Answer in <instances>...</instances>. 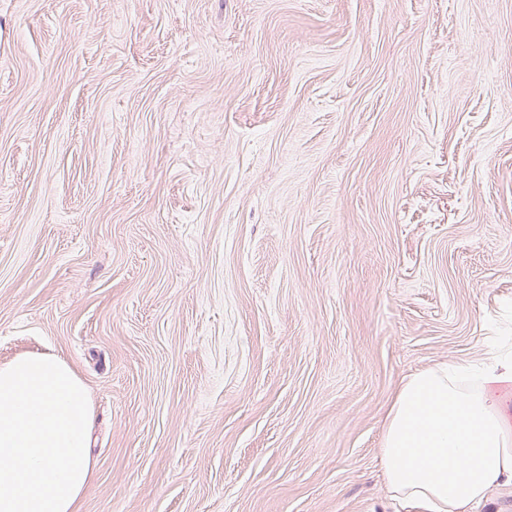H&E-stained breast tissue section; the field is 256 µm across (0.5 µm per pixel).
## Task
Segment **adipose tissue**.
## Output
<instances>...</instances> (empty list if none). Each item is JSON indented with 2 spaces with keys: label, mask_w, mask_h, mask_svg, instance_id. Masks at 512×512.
I'll return each instance as SVG.
<instances>
[{
  "label": "adipose tissue",
  "mask_w": 512,
  "mask_h": 512,
  "mask_svg": "<svg viewBox=\"0 0 512 512\" xmlns=\"http://www.w3.org/2000/svg\"><path fill=\"white\" fill-rule=\"evenodd\" d=\"M512 356L482 370L451 360L408 378L387 415L380 460L393 496L426 512H473L512 481ZM90 394L60 357L0 365V512H77L92 478Z\"/></svg>",
  "instance_id": "ef3b65f1"
}]
</instances>
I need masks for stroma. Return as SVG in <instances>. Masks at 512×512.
I'll use <instances>...</instances> for the list:
<instances>
[{"instance_id":"obj_1","label":"stroma","mask_w":512,"mask_h":512,"mask_svg":"<svg viewBox=\"0 0 512 512\" xmlns=\"http://www.w3.org/2000/svg\"><path fill=\"white\" fill-rule=\"evenodd\" d=\"M512 347V0H0V364L84 380L79 512H418L394 394Z\"/></svg>"}]
</instances>
